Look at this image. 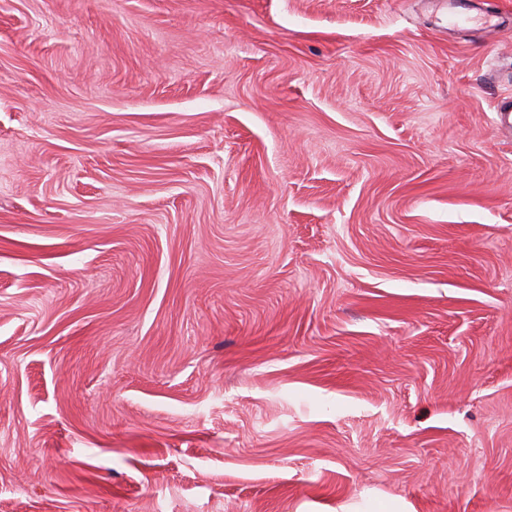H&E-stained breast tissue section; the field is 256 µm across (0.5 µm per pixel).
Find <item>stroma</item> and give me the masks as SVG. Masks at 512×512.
Returning <instances> with one entry per match:
<instances>
[{
  "mask_svg": "<svg viewBox=\"0 0 512 512\" xmlns=\"http://www.w3.org/2000/svg\"><path fill=\"white\" fill-rule=\"evenodd\" d=\"M0 0V512H512V0Z\"/></svg>",
  "mask_w": 512,
  "mask_h": 512,
  "instance_id": "1",
  "label": "stroma"
}]
</instances>
